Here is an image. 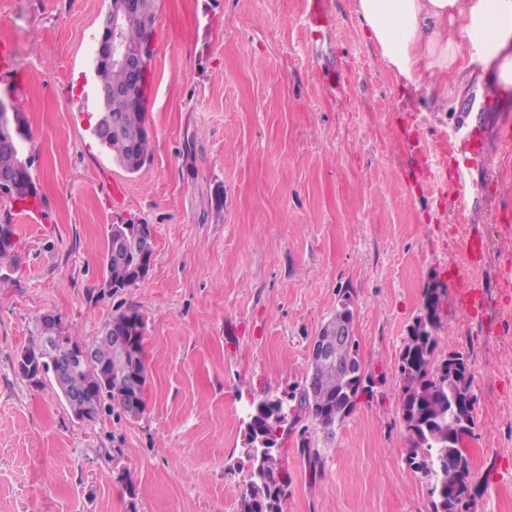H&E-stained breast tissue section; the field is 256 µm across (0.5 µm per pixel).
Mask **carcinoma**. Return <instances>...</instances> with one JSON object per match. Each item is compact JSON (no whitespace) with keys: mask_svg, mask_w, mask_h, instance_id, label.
Wrapping results in <instances>:
<instances>
[{"mask_svg":"<svg viewBox=\"0 0 512 512\" xmlns=\"http://www.w3.org/2000/svg\"><path fill=\"white\" fill-rule=\"evenodd\" d=\"M155 18L133 12L126 16L123 25V41L132 47L140 45L153 29ZM97 81L114 85L129 84L127 74L115 67L94 66ZM122 125L124 136L120 140L104 144L115 161L130 173H137L151 161L152 141L147 131L146 114L129 104V96L114 97L107 107ZM145 224H128L125 233L129 235L135 248L127 257V266L121 275L123 287L129 288L145 278L143 260L150 257L152 251H144L141 243L149 239L144 234ZM139 321L138 339L131 345L127 358L123 359L112 352V337L93 340L92 346L97 354V363L84 367L75 373L55 380L61 394L95 391L98 410H103L110 401L120 406L132 416H138L145 410L144 399L147 372L143 348V317L135 310H123L113 316V320ZM439 346V337L432 332L424 336L408 334L402 345L400 363L403 389L401 411L407 431V454L409 464L421 472L428 482V493L433 498L434 512H456V506L470 495L474 482V471L470 458L462 450L464 437L471 434L475 426L474 416H469V424L455 410L452 396L448 390V378L439 376L440 369L448 366L444 359L435 364V350ZM356 356L349 358V368L336 372L315 361H310L308 371L300 392L290 397L300 398L297 418L314 413L321 423L334 422L349 416L361 397L370 391L363 390L353 379V374L365 372L359 348H354ZM137 364L142 373V384L138 408L127 404L128 376L131 364ZM283 476V483L276 491L265 481L269 475ZM288 477L281 466L280 452H264L257 456L242 502V512H254L253 507L266 503L274 496L280 500L285 495Z\"/></svg>","mask_w":512,"mask_h":512,"instance_id":"obj_1","label":"carcinoma"}]
</instances>
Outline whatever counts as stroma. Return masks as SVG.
Segmentation results:
<instances>
[{"label": "stroma", "instance_id": "1", "mask_svg": "<svg viewBox=\"0 0 512 512\" xmlns=\"http://www.w3.org/2000/svg\"><path fill=\"white\" fill-rule=\"evenodd\" d=\"M110 0H0V38L25 82L24 156L47 207L0 265V512H241L247 401L284 398L341 296L371 397L324 433L296 423L281 444L282 512H428L407 462L403 339L435 306L436 359L467 358L476 397L466 446L469 512H512V89L493 111L495 71L462 54L448 95L410 90L369 39L354 0H328L335 26L309 43L304 0H158L153 158L119 166L93 134L94 50ZM340 79L335 91L322 76ZM483 125L491 164L474 175L472 223L441 201L461 122ZM155 236L148 275L105 285L112 224ZM484 306L458 299L463 240ZM145 322L146 409L77 420L50 380L14 368L37 319L60 314L88 341L116 311ZM321 458L310 466L300 443Z\"/></svg>", "mask_w": 512, "mask_h": 512}]
</instances>
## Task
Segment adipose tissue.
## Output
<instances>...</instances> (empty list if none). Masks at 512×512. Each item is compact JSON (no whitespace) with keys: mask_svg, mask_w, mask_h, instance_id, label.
<instances>
[{"mask_svg":"<svg viewBox=\"0 0 512 512\" xmlns=\"http://www.w3.org/2000/svg\"><path fill=\"white\" fill-rule=\"evenodd\" d=\"M383 57L412 90L444 95L461 52L512 86V0H355Z\"/></svg>","mask_w":512,"mask_h":512,"instance_id":"ef3b65f1","label":"adipose tissue"}]
</instances>
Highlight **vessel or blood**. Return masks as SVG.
Here are the masks:
<instances>
[{"mask_svg": "<svg viewBox=\"0 0 512 512\" xmlns=\"http://www.w3.org/2000/svg\"><path fill=\"white\" fill-rule=\"evenodd\" d=\"M309 17L308 38L311 42L322 39L325 29L331 27L333 18L325 10V0H306ZM10 43L0 42V85L18 87L22 77L12 67ZM454 156V174L444 187L451 210L467 214L477 209L480 200L474 191L471 180L473 172L487 169L489 156L485 142V132L481 127H461L451 146Z\"/></svg>", "mask_w": 512, "mask_h": 512, "instance_id": "vessel-or-blood-1", "label": "vessel or blood"}]
</instances>
